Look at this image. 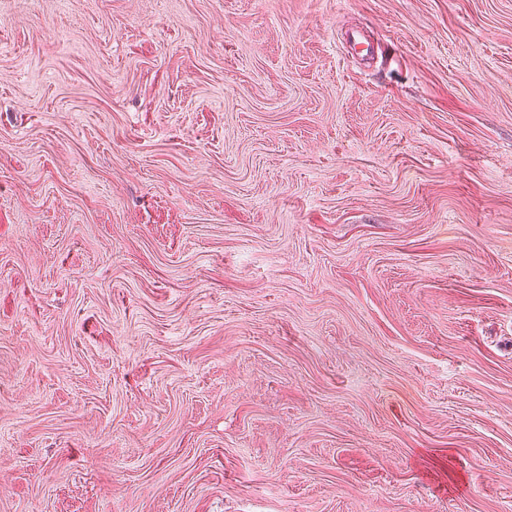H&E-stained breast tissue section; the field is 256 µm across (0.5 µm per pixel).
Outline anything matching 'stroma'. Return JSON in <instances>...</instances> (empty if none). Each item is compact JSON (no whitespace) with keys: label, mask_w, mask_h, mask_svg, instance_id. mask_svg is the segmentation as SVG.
Masks as SVG:
<instances>
[{"label":"stroma","mask_w":512,"mask_h":512,"mask_svg":"<svg viewBox=\"0 0 512 512\" xmlns=\"http://www.w3.org/2000/svg\"><path fill=\"white\" fill-rule=\"evenodd\" d=\"M0 512H512V0H0Z\"/></svg>","instance_id":"35a3bbf8"}]
</instances>
